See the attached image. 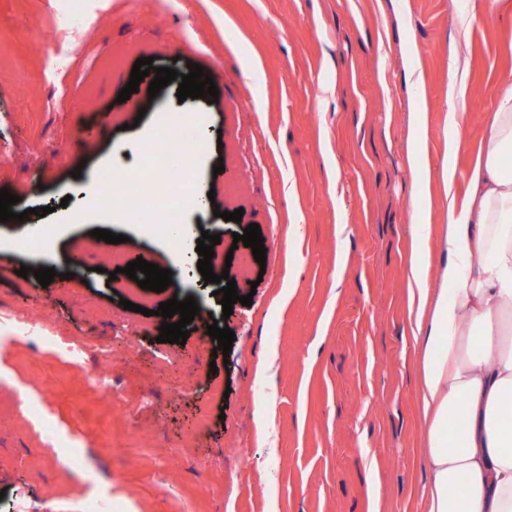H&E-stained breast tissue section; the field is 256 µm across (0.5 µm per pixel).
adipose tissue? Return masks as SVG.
Returning a JSON list of instances; mask_svg holds the SVG:
<instances>
[{"label":"adipose tissue","instance_id":"adipose-tissue-1","mask_svg":"<svg viewBox=\"0 0 512 512\" xmlns=\"http://www.w3.org/2000/svg\"><path fill=\"white\" fill-rule=\"evenodd\" d=\"M466 65L448 64V155L462 146L458 107ZM512 91L490 114V143L469 175L464 203H449L448 262L430 289L428 269L410 280L429 314H417L419 404L427 471L425 512H512ZM457 494H449L452 485Z\"/></svg>","mask_w":512,"mask_h":512}]
</instances>
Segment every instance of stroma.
Listing matches in <instances>:
<instances>
[{
  "label": "stroma",
  "mask_w": 512,
  "mask_h": 512,
  "mask_svg": "<svg viewBox=\"0 0 512 512\" xmlns=\"http://www.w3.org/2000/svg\"><path fill=\"white\" fill-rule=\"evenodd\" d=\"M453 54L470 94L450 191ZM147 57L182 74L201 65L217 102L178 100L175 81L119 101ZM511 80L512 12L482 0H0V190L49 207L28 221L57 272L45 287L20 277L31 257L12 248L16 222L0 223V512H266L272 490L279 512H425L408 267L418 258L438 287L448 195L465 198ZM418 97L426 139L412 165ZM194 110L208 116V150L192 187L216 196L192 213L179 254L149 224H109L125 237L112 246L93 219L70 222L75 167L99 168L123 144L118 166L137 169L167 115ZM239 208L240 221L223 219ZM252 223L266 261L230 271L253 303L226 319L197 241L209 232L215 255L250 256L233 236ZM415 224L429 227L419 247ZM112 248L174 268L172 284L146 300L126 274L109 280ZM189 296L235 333L217 369L218 343L197 327L185 344L158 340L160 303ZM57 338L89 352L64 362ZM264 402L274 418L261 431Z\"/></svg>",
  "instance_id": "1"
}]
</instances>
